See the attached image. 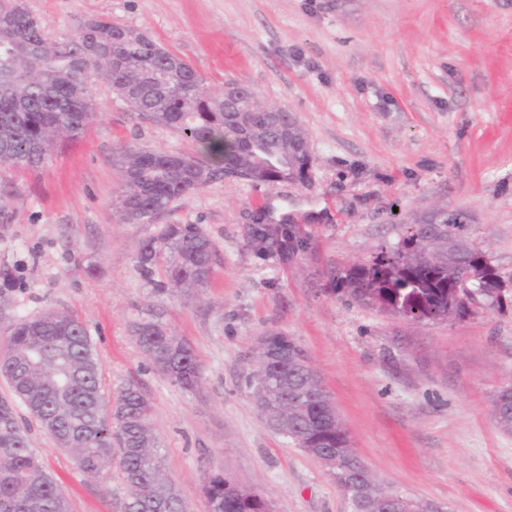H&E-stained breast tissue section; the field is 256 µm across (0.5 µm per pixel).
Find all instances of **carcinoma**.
Returning <instances> with one entry per match:
<instances>
[{
  "label": "carcinoma",
  "instance_id": "cac0c4a2",
  "mask_svg": "<svg viewBox=\"0 0 512 512\" xmlns=\"http://www.w3.org/2000/svg\"><path fill=\"white\" fill-rule=\"evenodd\" d=\"M0 165L35 170L44 165L61 137L83 133L100 111L99 88L124 97L127 87L145 79L149 90L126 102L135 118L169 127L193 145L191 152H160L134 145L117 151L125 181L119 202L125 223L151 221L171 210L185 195L227 177L243 165L251 182L280 181L307 161L282 144L278 125L294 118L281 113L274 122L262 112L251 114L258 133L239 138L238 110L255 98L240 87L238 101L224 104L186 61L153 36L104 18L79 19L74 30L56 38L24 0H0ZM468 216L461 210L413 223L391 248L367 264L342 271L328 266L332 289L351 300L417 321L461 320L480 303L500 308L509 297L507 280L493 260L475 249ZM258 248L288 258L313 251L314 234L300 225H258ZM436 252L435 262L429 254ZM216 248L197 224H163L138 250L142 278L163 294L168 287L202 291L209 286ZM132 336L154 369L181 389L198 388L201 368L186 337L179 335L154 304L139 309L130 324ZM276 359L270 374L267 414L297 448L328 450L345 456L344 468L330 476L351 507L372 502L376 486L351 482L367 471L343 424L334 420L332 398L305 351L279 332L264 337ZM0 377L10 394L0 396V512H70L57 481L30 448L24 407L86 475L112 459L127 495L123 512H190L164 466L159 439L150 427L153 405L142 385L129 380L115 399L105 396L102 365L87 326L64 308L21 316L0 340ZM112 406V421L104 409ZM494 418L512 431V383L494 399ZM204 512H261L264 498L241 488L223 473L208 475L202 486Z\"/></svg>",
  "mask_w": 512,
  "mask_h": 512
}]
</instances>
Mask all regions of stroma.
<instances>
[{"label": "stroma", "instance_id": "35a3bbf8", "mask_svg": "<svg viewBox=\"0 0 512 512\" xmlns=\"http://www.w3.org/2000/svg\"><path fill=\"white\" fill-rule=\"evenodd\" d=\"M54 35L104 17L151 34L215 88L250 87L293 112L312 183L208 184L144 223L119 219L121 144L188 152L177 131L137 120L108 96L87 130L35 172H16L0 223V338L22 316L65 308L87 325L107 394L138 379L151 426L191 512L205 475L223 472L273 512H351L326 469L269 427L247 379L263 336L307 352L374 480L445 512H512V432L495 423L512 383V306L450 322H414L333 292L346 268L398 242L403 227L464 210L472 243L512 276V0H27ZM313 218V255L257 252L246 216ZM164 224H197L213 241L210 285L155 295L142 241ZM163 306L201 365V391L159 375L129 331ZM30 446L73 512H121L116 474L80 472L38 423Z\"/></svg>", "mask_w": 512, "mask_h": 512}]
</instances>
